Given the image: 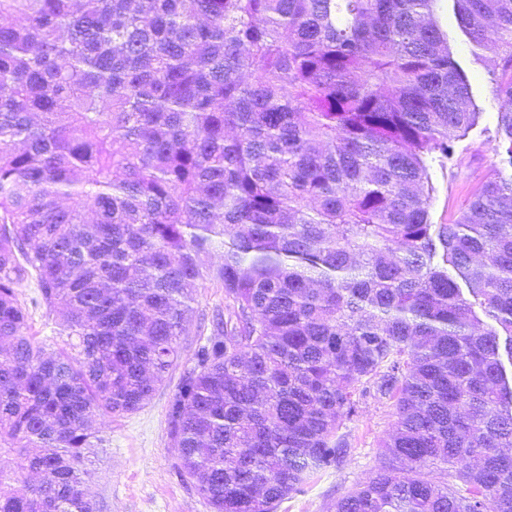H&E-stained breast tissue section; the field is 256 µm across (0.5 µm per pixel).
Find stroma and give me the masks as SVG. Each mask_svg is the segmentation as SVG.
Returning <instances> with one entry per match:
<instances>
[{"label": "stroma", "mask_w": 512, "mask_h": 512, "mask_svg": "<svg viewBox=\"0 0 512 512\" xmlns=\"http://www.w3.org/2000/svg\"><path fill=\"white\" fill-rule=\"evenodd\" d=\"M437 16L448 35L453 58L468 76L480 112L477 125L454 141L451 156L433 153L426 158L432 186L430 219L444 224L491 169L508 176L512 174V164L495 151L501 103L494 95L491 75L460 31L450 0H439ZM193 307V326L190 336L182 340L179 365L169 372L151 400L132 414L101 413L95 418L94 427L102 446L92 458L88 489L101 512H210L205 500L178 469L166 416L183 368L192 365L198 345L209 337L212 314L224 307L223 289L203 282ZM393 412L388 402L370 400L363 404L347 424L354 443L350 460L342 469L330 468L311 476L275 512H327L337 498L365 481L379 465V442L392 429Z\"/></svg>", "instance_id": "35a3bbf8"}]
</instances>
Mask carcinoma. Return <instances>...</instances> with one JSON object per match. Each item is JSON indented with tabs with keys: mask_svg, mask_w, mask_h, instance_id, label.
<instances>
[{
	"mask_svg": "<svg viewBox=\"0 0 512 512\" xmlns=\"http://www.w3.org/2000/svg\"><path fill=\"white\" fill-rule=\"evenodd\" d=\"M435 7L0 0V512H99L93 418L150 400L207 280L167 423L213 512L341 469L369 398L395 421L331 512H512V177L430 222L425 157L479 118ZM453 11L512 163V0ZM58 322V318L55 314L48 316L45 308H38L32 310V320L30 321V336H35L39 342H43L46 349H54L55 345L52 343V336L54 335L53 329L58 327L55 323Z\"/></svg>",
	"mask_w": 512,
	"mask_h": 512,
	"instance_id": "obj_1",
	"label": "carcinoma"
}]
</instances>
